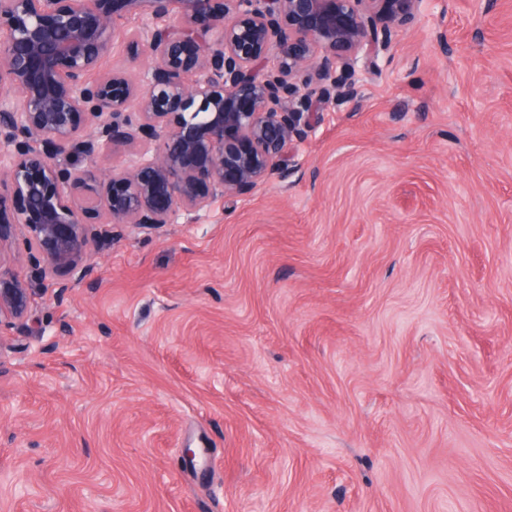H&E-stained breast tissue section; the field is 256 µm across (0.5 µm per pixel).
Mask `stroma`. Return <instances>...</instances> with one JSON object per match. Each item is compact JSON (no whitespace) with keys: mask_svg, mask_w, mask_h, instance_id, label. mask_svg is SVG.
Wrapping results in <instances>:
<instances>
[{"mask_svg":"<svg viewBox=\"0 0 512 512\" xmlns=\"http://www.w3.org/2000/svg\"><path fill=\"white\" fill-rule=\"evenodd\" d=\"M355 80L84 278L0 245V512H512V0H421ZM33 288H28L0 260V325L4 321L26 325Z\"/></svg>","mask_w":512,"mask_h":512,"instance_id":"obj_1","label":"stroma"}]
</instances>
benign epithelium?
I'll return each mask as SVG.
<instances>
[{"mask_svg":"<svg viewBox=\"0 0 512 512\" xmlns=\"http://www.w3.org/2000/svg\"><path fill=\"white\" fill-rule=\"evenodd\" d=\"M420 0H0V243L27 230L40 280L83 271L116 227L197 216L283 172L329 105L356 103ZM132 58L91 78L117 20ZM123 150L127 165L104 169ZM32 289L0 264V324H26ZM120 30L117 34L115 48L110 56H108L102 63L101 68L94 74V77L104 73L111 72L112 70H123L132 76H137L141 71L146 69L152 64L151 59L139 58L133 60L124 50L121 40L124 37V31L132 29L140 24L137 19H122L119 21Z\"/></svg>","mask_w":512,"mask_h":512,"instance_id":"7a95c632","label":"benign epithelium"}]
</instances>
